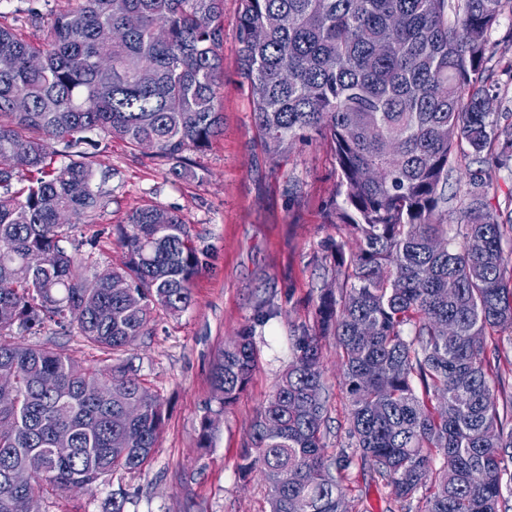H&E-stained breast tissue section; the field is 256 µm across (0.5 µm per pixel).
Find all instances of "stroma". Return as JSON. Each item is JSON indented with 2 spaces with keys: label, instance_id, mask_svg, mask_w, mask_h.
<instances>
[{
  "label": "stroma",
  "instance_id": "stroma-1",
  "mask_svg": "<svg viewBox=\"0 0 512 512\" xmlns=\"http://www.w3.org/2000/svg\"><path fill=\"white\" fill-rule=\"evenodd\" d=\"M69 0H0V14L30 39L46 29L31 27L29 9L44 19L67 9ZM238 0H224V83L218 104L223 132L201 151L187 152V176L148 150H131L102 139L93 188L102 208L99 242L81 271L94 276L120 263L122 253L107 231L125 223L133 209L154 204L188 224L206 267L193 284L188 310L154 315L153 329L129 351L145 385L168 408L167 420L149 466L137 473L102 477L90 492L69 497L45 493L41 512H105L112 494L125 492V512H264L268 489L260 478L242 481L239 454L259 406L274 392L291 359V338L312 325L313 304L322 284L321 244L335 237L336 162L327 143L296 140L269 153L256 137L252 103L237 74ZM488 62L475 87L492 101L498 132L512 136V9L504 8L487 34ZM268 302L273 314L255 320ZM252 328L258 365L246 390L215 425L210 447H200L201 419L211 401V370L225 343ZM30 345L60 344L78 361L109 365L107 353L77 335L48 327L37 335L16 332ZM324 378L329 390L326 442L337 454L347 442V408L333 340L324 343ZM347 497L355 512H403L390 487L373 471L351 468Z\"/></svg>",
  "mask_w": 512,
  "mask_h": 512
}]
</instances>
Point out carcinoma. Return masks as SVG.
Listing matches in <instances>:
<instances>
[{"label": "carcinoma", "mask_w": 512, "mask_h": 512, "mask_svg": "<svg viewBox=\"0 0 512 512\" xmlns=\"http://www.w3.org/2000/svg\"><path fill=\"white\" fill-rule=\"evenodd\" d=\"M237 69L250 90L260 139L276 153L312 134L339 170L338 235L324 245L334 277L313 326L262 403L238 472L267 484L266 512H354L343 482L353 464L392 488L406 512H512V196L487 200L469 169L463 222L445 224V190L459 162L512 138L472 92L486 35L512 0H239ZM139 25L118 42L100 31ZM224 0H77L37 43L0 23V512H41L43 494L90 490L105 474L135 472L157 446L165 409L130 362L103 372L57 347L14 340L54 324L108 351L150 333L160 308L192 303L205 262L189 227L157 205L112 228L124 254L114 294L78 273L75 234L101 208L93 190L101 133L188 171L184 154L223 132ZM41 65L33 68L29 59ZM152 72L143 84L138 73ZM23 94L29 107L13 106ZM66 160L54 168L56 158ZM27 185L15 190L20 167ZM341 360L352 453H326L329 392L322 343ZM258 362L253 330L224 345L209 414L232 405ZM59 430L72 435L57 448ZM39 453L45 471L7 481Z\"/></svg>", "instance_id": "cac0c4a2"}]
</instances>
